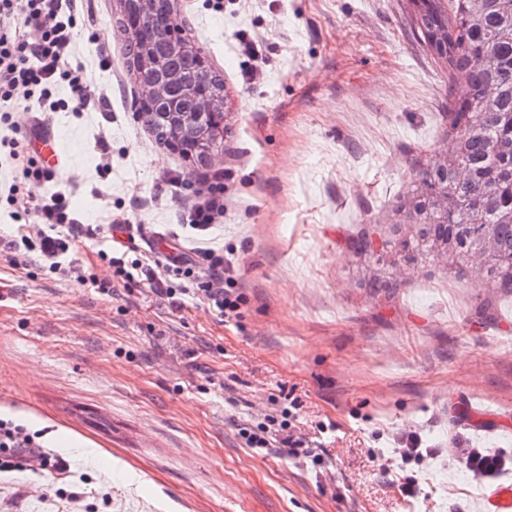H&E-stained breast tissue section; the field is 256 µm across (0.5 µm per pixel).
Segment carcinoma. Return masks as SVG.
<instances>
[{
	"label": "carcinoma",
	"mask_w": 512,
	"mask_h": 512,
	"mask_svg": "<svg viewBox=\"0 0 512 512\" xmlns=\"http://www.w3.org/2000/svg\"><path fill=\"white\" fill-rule=\"evenodd\" d=\"M416 24L423 42L438 58L448 62L450 75L464 81V98L453 102L448 124L454 135V151L448 156V188L456 207L448 221L431 210L422 217L427 227H417L415 236L399 242L410 259L441 257L435 240L444 235L448 262L468 264V255L485 228L490 246L501 257H512V0H459L449 14L441 0H415ZM125 52L132 67L138 65L144 38L162 48V32L146 25L144 33L132 36L126 16L118 21ZM186 77L207 84L224 94V76L210 66L198 68L194 58L180 61ZM141 116L155 142L173 146L170 124L154 118L153 107L139 98ZM466 173L454 178L457 165ZM483 280L512 289V267L492 263Z\"/></svg>",
	"instance_id": "carcinoma-1"
}]
</instances>
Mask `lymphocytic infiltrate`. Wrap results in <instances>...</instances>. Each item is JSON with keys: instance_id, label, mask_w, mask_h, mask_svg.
Listing matches in <instances>:
<instances>
[{"instance_id": "obj_1", "label": "lymphocytic infiltrate", "mask_w": 512, "mask_h": 512, "mask_svg": "<svg viewBox=\"0 0 512 512\" xmlns=\"http://www.w3.org/2000/svg\"><path fill=\"white\" fill-rule=\"evenodd\" d=\"M75 7L76 0H0V167H8L12 173L9 186L0 192V202L9 208L12 220L27 216L38 226L36 236L21 233L6 243L5 250L14 264L19 261V249L39 252L54 271L62 270L76 240L96 237L99 231L68 213L66 200L74 188L72 182L60 183L54 194L36 203L26 200V186L49 179L50 173L31 155L29 134L21 133L12 111H27L32 132L38 134L49 124L51 113L68 110L78 115L87 109L90 96L83 71L70 65ZM62 83L70 88L69 99L54 96ZM223 217L224 186L218 183L210 185L206 194L184 210L182 221L200 234ZM107 260L114 282L146 280L167 298L193 295L203 298L221 317L231 320L241 315L244 297L237 288L236 264L223 250L181 247L158 254L148 263L115 251ZM239 435L252 449L267 451L278 443L292 456L311 454L305 439L291 430L288 420L274 416L257 427L241 428ZM19 467L34 472L64 473L69 469L65 459L42 448L37 434L0 419V471Z\"/></svg>"}]
</instances>
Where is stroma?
I'll return each instance as SVG.
<instances>
[{"instance_id": "35a3bbf8", "label": "stroma", "mask_w": 512, "mask_h": 512, "mask_svg": "<svg viewBox=\"0 0 512 512\" xmlns=\"http://www.w3.org/2000/svg\"><path fill=\"white\" fill-rule=\"evenodd\" d=\"M78 8L72 62L108 106L51 120L60 171L77 180L71 210L91 225L134 216L144 259L155 225L177 224L216 173L212 235L245 303L227 322L144 281L105 295L37 253L18 268L0 255V417L70 466L0 472V512H482L483 488L455 457L472 444L512 455V294L394 248L410 235L399 207L426 157L452 150L448 112L466 92L420 38L412 0H224L220 12L178 0L224 74V146L206 171L156 144L139 115L112 31L118 0ZM102 138L112 172L100 178ZM170 170L174 196L159 181ZM361 229L373 251L352 248ZM487 299L492 320L477 313ZM274 397L323 463L244 447L239 428L263 422ZM470 400L508 430L476 431ZM409 432L440 456L402 463Z\"/></svg>"}]
</instances>
